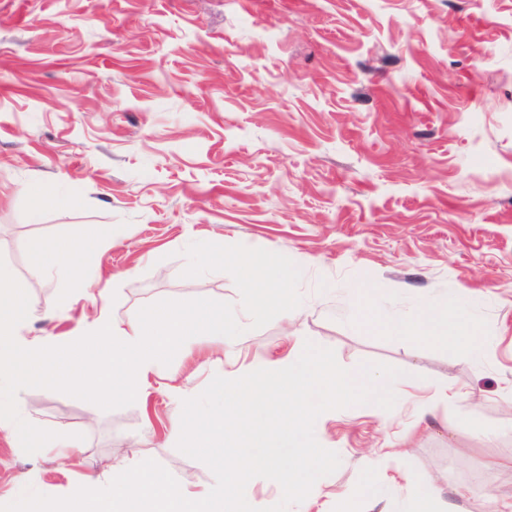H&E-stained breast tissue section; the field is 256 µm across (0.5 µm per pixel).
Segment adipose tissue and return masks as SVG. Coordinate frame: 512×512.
<instances>
[{"label": "adipose tissue", "instance_id": "adipose-tissue-1", "mask_svg": "<svg viewBox=\"0 0 512 512\" xmlns=\"http://www.w3.org/2000/svg\"><path fill=\"white\" fill-rule=\"evenodd\" d=\"M98 246V236L92 231L77 242L68 239L51 242L35 252L31 262L32 273L41 276L51 270L73 265L91 256ZM234 263L242 273L241 288L252 311L275 308L282 314H290L291 301L281 289L282 284L290 282L295 276L294 269L287 261H272L261 253L243 250L237 253ZM422 323L425 335L449 336L471 348L480 343L472 320L461 315L456 308L451 307L443 312L425 309Z\"/></svg>", "mask_w": 512, "mask_h": 512}]
</instances>
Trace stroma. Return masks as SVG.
Wrapping results in <instances>:
<instances>
[{
	"mask_svg": "<svg viewBox=\"0 0 512 512\" xmlns=\"http://www.w3.org/2000/svg\"><path fill=\"white\" fill-rule=\"evenodd\" d=\"M89 229L104 299L31 276L37 249ZM210 241L288 258L295 313H249L233 263L190 270ZM0 259L34 299L24 339L163 299L232 303L245 327L228 356L193 340L123 408L24 389L26 421L82 439L69 462L0 432V504L20 475L62 497L125 461L214 483L168 437L173 385L199 392L309 340L403 375L392 410L317 419L341 464L288 512H343L366 486L363 512H408L433 486L488 512L512 496V0H0ZM361 281L412 325L467 289L481 354L389 335ZM445 385L459 397L419 420Z\"/></svg>",
	"mask_w": 512,
	"mask_h": 512,
	"instance_id": "obj_1",
	"label": "stroma"
}]
</instances>
